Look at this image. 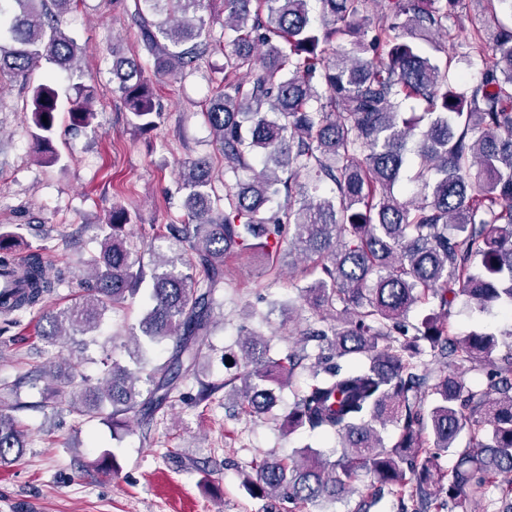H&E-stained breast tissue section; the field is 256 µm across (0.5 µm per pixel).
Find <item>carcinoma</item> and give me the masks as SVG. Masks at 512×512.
I'll use <instances>...</instances> for the list:
<instances>
[{"label": "carcinoma", "instance_id": "cac0c4a2", "mask_svg": "<svg viewBox=\"0 0 512 512\" xmlns=\"http://www.w3.org/2000/svg\"><path fill=\"white\" fill-rule=\"evenodd\" d=\"M319 18L310 16V2ZM81 0H0V78L27 81L50 64L73 72L88 47L61 27ZM491 20L474 29L464 57L489 56L481 79L465 84L420 46L452 37L448 22L459 0H224V86L203 115L221 145L224 179L206 158L184 161L187 221L170 224L181 256L156 255L150 269L122 229L131 213L112 209L100 251L85 261L90 275L70 306L42 314L43 338L61 348L92 336L109 308L151 284L139 332L129 331L130 369L107 357L98 384L68 374L49 386V399L88 419L110 405L112 425L133 418L148 428L171 394L193 380L196 404L228 382L201 379L213 350L223 306L224 259L261 256L274 269L295 255L316 277L299 298L320 317L300 331L318 342L314 382L297 394L286 424L292 431L334 435L342 452L331 459L306 446L287 457L268 454L246 478L257 499L278 498L305 512L362 478L388 489L397 512H420L473 501L489 512L500 493L512 512V351L495 355V334L463 336L448 312L461 297L480 311L512 313V0H487ZM205 0H133L132 15L155 73L174 79L198 69L210 53ZM112 83L142 132L163 112L155 87L135 60L112 57ZM92 85L76 87L68 110L74 129L92 126ZM421 108L419 117L404 111ZM39 158L59 160L53 145L58 92L30 88L26 104ZM47 121H42V118ZM420 194L395 193L408 168ZM324 183L334 195L320 194ZM17 234L0 233V279L16 291L0 293V317L40 309L64 273L37 251L18 262ZM438 311L421 323L409 313L427 301ZM172 343L164 362L148 369L149 348ZM447 372L431 377L422 345ZM245 371L235 401L249 415L269 412L275 392L290 385L309 355H270L269 341L246 333ZM487 369L486 387L457 372ZM432 396L425 403L426 396ZM0 406V464L20 459L29 442L14 411ZM399 433L387 444L380 430ZM476 448L447 472L441 457L462 431Z\"/></svg>", "mask_w": 512, "mask_h": 512}]
</instances>
